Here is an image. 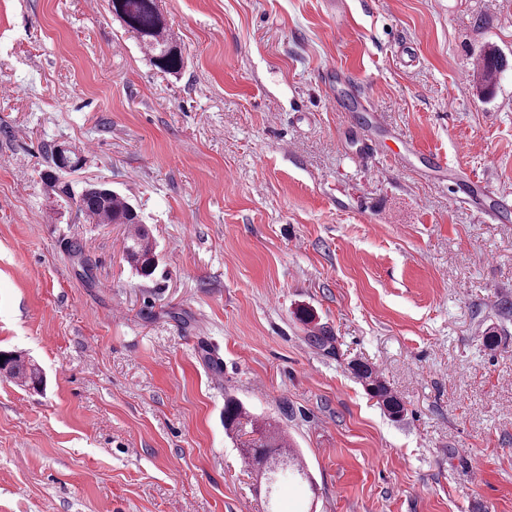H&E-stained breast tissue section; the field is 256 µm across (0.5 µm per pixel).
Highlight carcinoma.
<instances>
[{
	"mask_svg": "<svg viewBox=\"0 0 512 512\" xmlns=\"http://www.w3.org/2000/svg\"><path fill=\"white\" fill-rule=\"evenodd\" d=\"M109 12L118 19L125 30L133 33L152 65L163 73H178L184 66V57L177 40L170 32L160 11L158 0H108ZM480 69L476 74L477 88L480 93L489 94L496 86L502 72L508 66L505 55L495 46L483 48L479 54ZM50 165L44 176L59 181L60 168L68 167L75 171L81 158L75 151L62 144L49 147ZM80 213L95 224H132L134 232L126 238L124 252L128 262L143 276H149L155 269V254L150 247L142 220L136 209L127 201L103 184H88L79 191H67ZM0 369L23 386L40 387V370L24 356L17 353L5 354L0 361ZM355 373L365 384L369 393L378 398L384 409L393 418L404 414L401 401L392 394L376 371L366 364L354 367ZM243 407L234 399L224 405V427L231 428L240 424ZM253 438L246 444L245 453L252 465L265 478L267 491H276L280 474L287 470L306 479L308 473L304 465L287 448L284 437L271 425H261L251 430Z\"/></svg>",
	"mask_w": 512,
	"mask_h": 512,
	"instance_id": "obj_1",
	"label": "carcinoma"
}]
</instances>
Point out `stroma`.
I'll list each match as a JSON object with an SVG mask.
<instances>
[{
    "instance_id": "35a3bbf8",
    "label": "stroma",
    "mask_w": 512,
    "mask_h": 512,
    "mask_svg": "<svg viewBox=\"0 0 512 512\" xmlns=\"http://www.w3.org/2000/svg\"><path fill=\"white\" fill-rule=\"evenodd\" d=\"M160 7L176 75L107 0H0V351L43 375L0 373V512H264L229 398L303 457L278 512H512V214L453 179L512 200V0ZM51 141L153 275L43 180ZM479 58L481 59V65L476 74L477 88H479L481 94H489L508 66V60L495 46L484 47L479 54ZM67 197L72 199L86 220L95 224H132L134 232L126 238L124 252L128 262L142 276H150L155 269V254L142 220L136 209L104 184H87L79 191L68 188ZM0 356H5V359L0 361V369L11 378L17 380L23 386L40 387L43 380L40 370L27 361L24 356L17 353H0ZM354 371L365 384L369 393L378 398V401L381 402L392 418H400L404 414L403 404L392 394L376 371L366 364H357Z\"/></svg>"
}]
</instances>
